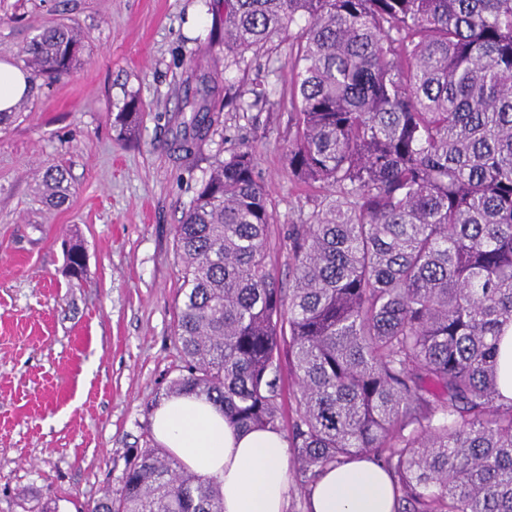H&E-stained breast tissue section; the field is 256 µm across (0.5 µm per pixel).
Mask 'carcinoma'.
Listing matches in <instances>:
<instances>
[{"label": "carcinoma", "mask_w": 512, "mask_h": 512, "mask_svg": "<svg viewBox=\"0 0 512 512\" xmlns=\"http://www.w3.org/2000/svg\"><path fill=\"white\" fill-rule=\"evenodd\" d=\"M305 20L291 60L288 168L324 189L288 233L292 285L268 262V193L247 146L229 151L176 226L183 373L238 430L280 429L279 374L294 376L288 447L306 492L353 456L383 461L397 512H512V399L498 386L512 327V0H224V62ZM84 36L49 25L26 50L67 74ZM192 117L174 148L213 132L215 80L190 64ZM139 103L113 119L136 135ZM66 171L42 176L68 200ZM66 274L85 280L82 246ZM90 512H224L221 483L139 449L119 495Z\"/></svg>", "instance_id": "carcinoma-1"}]
</instances>
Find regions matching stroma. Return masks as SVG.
Listing matches in <instances>:
<instances>
[{
    "label": "stroma",
    "mask_w": 512,
    "mask_h": 512,
    "mask_svg": "<svg viewBox=\"0 0 512 512\" xmlns=\"http://www.w3.org/2000/svg\"><path fill=\"white\" fill-rule=\"evenodd\" d=\"M213 0H0V60L25 67L43 25L78 28L77 65L31 91L0 124V512H84L119 492L152 415L183 359L174 325L183 294L175 227L230 149L255 148L269 193L268 262L291 280L288 230L313 208L288 169L289 58L299 27L268 53L225 66L212 43ZM217 83L214 134L192 154L171 142L183 119L189 62ZM267 92L246 112L230 100ZM142 104L135 137L113 118ZM68 172L53 206L42 172ZM80 241L88 278L65 275L63 244Z\"/></svg>",
    "instance_id": "35a3bbf8"
}]
</instances>
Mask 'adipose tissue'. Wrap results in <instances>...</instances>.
<instances>
[{"instance_id":"adipose-tissue-1","label":"adipose tissue","mask_w":512,"mask_h":512,"mask_svg":"<svg viewBox=\"0 0 512 512\" xmlns=\"http://www.w3.org/2000/svg\"><path fill=\"white\" fill-rule=\"evenodd\" d=\"M30 89L29 73L0 60V112H14ZM152 431L185 468L220 481L224 512H286L290 455L280 431L235 430L192 394L163 400ZM307 500L309 512H394L395 488L385 468L364 454L325 469Z\"/></svg>"}]
</instances>
